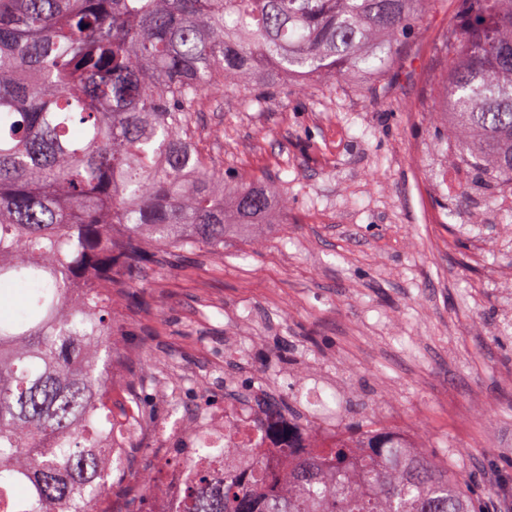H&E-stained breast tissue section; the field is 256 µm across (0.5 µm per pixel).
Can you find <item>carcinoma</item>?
Instances as JSON below:
<instances>
[{"label": "carcinoma", "mask_w": 512, "mask_h": 512, "mask_svg": "<svg viewBox=\"0 0 512 512\" xmlns=\"http://www.w3.org/2000/svg\"><path fill=\"white\" fill-rule=\"evenodd\" d=\"M425 0H0V512H111L115 436L152 425L130 398L112 416L115 271L158 251L224 253L266 224L271 187L227 177L196 148L202 92L376 72ZM450 63L457 159L512 193V0H463ZM288 465L224 473V449H186L174 512H481L448 468L398 454L384 428ZM22 490L23 495L15 494Z\"/></svg>", "instance_id": "carcinoma-1"}]
</instances>
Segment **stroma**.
Masks as SVG:
<instances>
[{
  "label": "stroma",
  "instance_id": "35a3bbf8",
  "mask_svg": "<svg viewBox=\"0 0 512 512\" xmlns=\"http://www.w3.org/2000/svg\"><path fill=\"white\" fill-rule=\"evenodd\" d=\"M463 0H428L381 75L288 82L259 102L206 95L198 148L268 180L288 221L163 256L117 289L112 332L130 394L152 405L133 469L165 485L175 417L224 410L237 383L340 431L373 423L447 463L484 512L512 502V231L497 190L447 149L445 76ZM178 387L167 399L165 383Z\"/></svg>",
  "mask_w": 512,
  "mask_h": 512
}]
</instances>
